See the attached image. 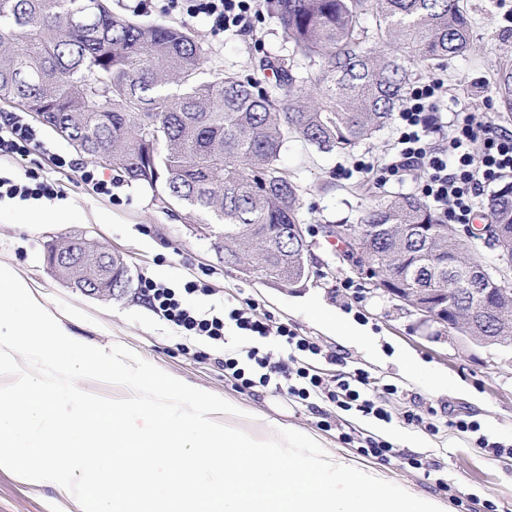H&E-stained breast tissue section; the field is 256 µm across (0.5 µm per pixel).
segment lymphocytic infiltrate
I'll list each match as a JSON object with an SVG mask.
<instances>
[{"mask_svg": "<svg viewBox=\"0 0 512 512\" xmlns=\"http://www.w3.org/2000/svg\"><path fill=\"white\" fill-rule=\"evenodd\" d=\"M167 7L173 13L211 20L217 31L247 28L258 13L257 0H167ZM440 88L436 79L412 88L408 106L398 114L396 151L377 170L376 179L386 183L416 171L421 194L442 218L453 224H469L474 220V200L484 187L512 175V131L497 129L466 111L443 120ZM43 146L38 131L22 113L0 114V159L21 161ZM60 194L56 183L35 169H26L20 177L0 174V202L52 199ZM201 290L194 280L172 288L145 276L140 279L141 295L183 335L220 344L226 329L233 328L256 340L271 335L283 339L288 353L279 360L257 345L225 355L224 371L236 387L247 390L272 385L302 401L316 399L344 412L391 421L383 398L396 394L395 385H383L377 395L371 392L370 375L364 370L339 375L322 372L318 361L336 362L335 352L323 349L288 325L259 320L248 309L230 306L202 312L187 307L184 296Z\"/></svg>", "mask_w": 512, "mask_h": 512, "instance_id": "1", "label": "lymphocytic infiltrate"}]
</instances>
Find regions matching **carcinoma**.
Instances as JSON below:
<instances>
[{
  "instance_id": "1",
  "label": "carcinoma",
  "mask_w": 512,
  "mask_h": 512,
  "mask_svg": "<svg viewBox=\"0 0 512 512\" xmlns=\"http://www.w3.org/2000/svg\"><path fill=\"white\" fill-rule=\"evenodd\" d=\"M295 58L319 60L312 85L283 61L262 69L272 88L227 72L205 77L206 50L188 29L112 13L109 0H0V101L39 112L72 146L120 180L150 187L219 229L224 263L308 282L300 244L268 229L303 223L301 188L281 165L288 141L346 153L383 129L413 71L464 61L472 24L462 0H266ZM87 18L84 26L78 17ZM493 238L512 257V189L488 202ZM381 224L361 261H381L403 288L448 286V262H484L471 238L421 198L379 202L360 226ZM105 282L108 259L90 250L57 275ZM512 336V310L480 329Z\"/></svg>"
}]
</instances>
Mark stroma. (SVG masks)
Instances as JSON below:
<instances>
[{"mask_svg": "<svg viewBox=\"0 0 512 512\" xmlns=\"http://www.w3.org/2000/svg\"><path fill=\"white\" fill-rule=\"evenodd\" d=\"M472 20V49L468 61L430 70L417 69L415 81L443 80L450 98L449 110L460 108L512 130V112L505 111L497 90V73L512 63V24L504 20L512 0H464ZM121 16L143 22L182 26L195 34L208 57L209 76L231 70L242 75L259 71L263 61L286 59L291 50L273 19L260 14L252 31L214 32L210 22L188 19L165 11V0H111ZM49 153H33L25 163L6 164V171L22 174L24 167L41 170L57 184L66 202L82 214L75 224H25L10 209L0 210V265L39 285L40 303L57 315H72L71 329L89 345L110 348L122 344L142 359L196 388L237 401L248 417L233 420V427L264 436L271 421L313 436L337 456L358 468L382 472L385 480L408 491L439 500L446 512H484L482 500H492L497 512H512V457L496 458L480 448L485 437L512 446V350L447 339L439 326L424 323L412 308L366 288V278L343 255L341 244L326 237L329 224L359 223L364 211L385 196L413 193L416 175L381 185L367 166L384 164L393 155L397 125L389 123L365 144L347 153H324L300 141L289 142L282 164L293 171L302 188L307 238L314 243L315 264L306 287L292 290L268 284L262 275H245L226 266L224 255L210 237L200 236L187 210L160 208L145 186L116 187L115 199L92 197L78 184V175L61 170L53 154L89 163L49 127H42ZM80 232L120 256L130 270L129 292L97 298L68 287L47 268V243ZM170 286L200 281L207 294L185 296L187 306H253L260 318L292 326L300 335L316 340L340 358L336 373L367 371L379 383L397 386L389 396L391 422L363 418L333 405L312 407L274 387L241 391L224 377L220 365L225 353L241 346L240 336L227 330L224 344L185 336L156 314L139 292L140 277ZM345 279L361 283L360 296L344 295L337 284ZM360 325L367 342L341 341L331 327L336 317ZM434 409L437 434L403 425L408 406ZM470 414L480 425L478 433H461L449 425L453 415ZM329 415L332 429L319 425ZM357 429L397 445L422 461L414 468L400 459L383 462L360 454L345 444L343 432ZM459 491L461 502L449 499L448 489ZM0 512H82L73 496L52 484H32L12 472L0 470Z\"/></svg>", "mask_w": 512, "mask_h": 512, "instance_id": "obj_1", "label": "stroma"}]
</instances>
